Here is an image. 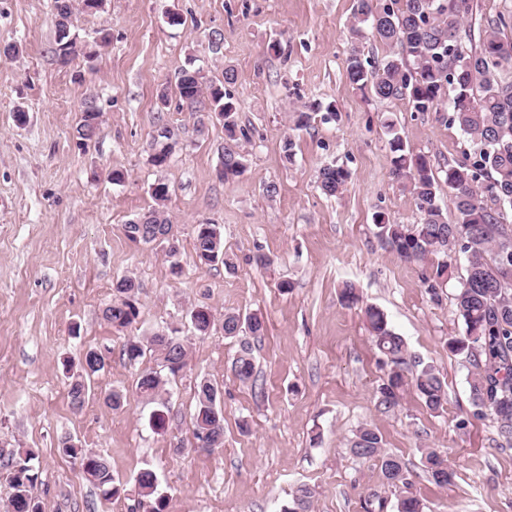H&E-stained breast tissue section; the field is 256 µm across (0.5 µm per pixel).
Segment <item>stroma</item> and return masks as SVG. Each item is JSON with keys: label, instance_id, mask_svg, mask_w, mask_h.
<instances>
[{"label": "stroma", "instance_id": "35a3bbf8", "mask_svg": "<svg viewBox=\"0 0 512 512\" xmlns=\"http://www.w3.org/2000/svg\"><path fill=\"white\" fill-rule=\"evenodd\" d=\"M354 0H104L92 14H77L71 35L82 52L69 65L54 53L51 0H0V450H33L35 493L48 512H130L138 500L136 476L155 471L168 497L166 512H282L295 489L314 491L312 512H365L370 493L396 503L376 462L354 456L355 430L379 431L385 452L407 465L411 491L424 512H512V449L498 446L493 420L473 416L470 367L448 348L463 331L455 294L466 275L465 256L454 278L432 299L424 265L401 260L376 235L375 213L401 224L418 223L411 190L392 174L386 124L394 122L409 148L427 155L435 172L462 160L470 144L448 126L445 111L416 112L407 101L383 100L355 90L344 60L351 45L365 58L388 48L370 29L352 37ZM181 17L172 24L170 15ZM107 46L96 47L99 32ZM219 33L221 51L210 37ZM96 49L87 59L86 49ZM184 68L219 81L233 70L230 91L238 124L248 129L246 173L220 181L224 145L220 117L197 119L167 106L159 90ZM95 100L100 131L87 147L75 143L80 110ZM337 118H329L326 104ZM317 105L308 128L295 129V112ZM28 114L25 124L16 109ZM180 139L168 165L149 162L157 112ZM295 141L286 160L285 135ZM347 169L343 193L322 194L318 172ZM126 174L108 180L110 170ZM169 184L165 210L177 237L182 276L169 272L165 244L130 241L124 226L154 205L150 187ZM277 192L267 196V184ZM220 225L235 269L200 265L194 227ZM268 255L260 267L249 255ZM135 278L142 311L137 324L118 331L102 318L112 285ZM290 290H281V282ZM355 285L357 305L341 303L343 282ZM374 305L417 360L433 365L445 383L443 412H430L413 390L397 406L377 403L384 370L363 308ZM209 307L216 323L197 336L189 312ZM258 313L267 325L254 343L258 381L240 384L232 360L237 340L225 337V313ZM175 327L188 345L185 371L166 384L160 401L135 392L137 363L121 356L126 336L147 337ZM91 347L110 349L111 361L91 383L82 410H73L63 358ZM209 378L224 391V445L195 446V387ZM127 393L119 411L104 397ZM167 406L170 427L150 418ZM248 420L249 432L239 423ZM72 438L104 455L125 486L104 500L63 454ZM447 451L453 484L440 488L422 471L421 451Z\"/></svg>", "mask_w": 512, "mask_h": 512}]
</instances>
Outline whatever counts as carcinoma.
Wrapping results in <instances>:
<instances>
[{
  "mask_svg": "<svg viewBox=\"0 0 512 512\" xmlns=\"http://www.w3.org/2000/svg\"><path fill=\"white\" fill-rule=\"evenodd\" d=\"M479 11L478 0H356L352 32L359 35L358 25L367 23L380 41L399 47V51L375 62L362 58L352 48L345 61V76L360 91H369L381 99H403L416 112H429L448 102V125L457 127L474 146L472 160L448 165L445 182L455 201L456 222L448 223L440 205L439 182L430 159L407 147L395 125H387L389 147L393 154L392 173L410 185L420 222L412 226L398 224L383 214L375 216L377 236L406 262H428L423 277L432 297H438L436 285L452 279L453 260L457 253L468 256L467 276L455 295L456 313L463 332L448 342V348L465 356L471 365L470 395L473 416H489L497 425L499 447L512 448V16L503 13L483 16L479 35L472 33L473 16ZM55 54L63 64L78 52L70 33L56 28ZM478 37L474 48L466 50L463 41ZM193 70L180 72L177 84L179 106L191 112L204 108L224 113V180L237 178L246 171L245 155L239 140L248 132L238 126L237 106L226 85L233 83V71H224V83L204 93L203 84L192 77ZM94 107L81 110L76 133L81 143L92 140L99 130ZM349 173L342 167L327 165L319 172V187L327 196L343 190ZM153 222L138 228L125 224V234L132 242H154L172 229L163 206L155 204ZM193 246L200 264L222 263L233 268L224 247V237L216 224L195 226ZM139 285L131 277L113 284L114 298L102 312L112 327L123 330L141 318L138 302ZM375 345L383 355L385 374L377 388V402L386 409L397 405L400 392L412 388L432 413L447 404L445 384L428 365L409 353L404 339L389 326L386 315L375 306L364 310ZM193 329L206 335L213 325L211 310L199 306L190 311ZM224 335L242 333L258 338L266 331L262 316L224 313ZM157 353L159 369L143 371L136 390L153 400L163 384L162 375L174 376L187 365V349L179 330L169 328L166 336L157 333L143 341L127 337L122 355L130 362L142 358L146 351ZM110 351L88 348L78 364L66 360L71 373L69 399L80 410L87 397V380L108 365ZM235 378L242 384L255 383L256 366L251 347L242 345L232 362ZM194 438L224 445V411L220 388L208 379L196 386L193 413ZM351 452L364 460L381 462V469L392 488L406 489L409 472L400 457L383 450V440L370 427L358 428L350 440ZM62 451L80 458L84 476L107 500L120 497L124 487L112 475L108 460L101 454L85 452L75 444L62 442ZM30 449L17 450L3 458V467L13 494L7 512H46L43 501L32 494L38 473L32 464ZM423 471L438 487L452 484L457 470L446 452L429 448L422 457ZM141 512H166L167 496L158 490L155 472L150 468L136 476ZM313 492L299 486L283 512H310ZM396 512H423L419 498L407 492L395 504Z\"/></svg>",
  "mask_w": 512,
  "mask_h": 512,
  "instance_id": "carcinoma-1",
  "label": "carcinoma"
}]
</instances>
